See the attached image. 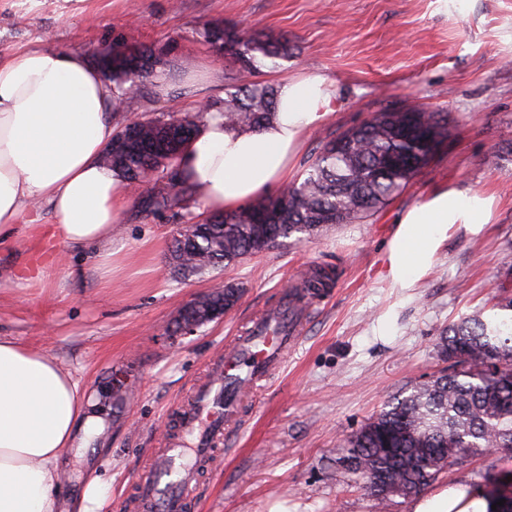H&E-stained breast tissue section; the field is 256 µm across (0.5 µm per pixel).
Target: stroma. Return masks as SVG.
I'll return each mask as SVG.
<instances>
[{"label":"stroma","instance_id":"obj_1","mask_svg":"<svg viewBox=\"0 0 512 512\" xmlns=\"http://www.w3.org/2000/svg\"><path fill=\"white\" fill-rule=\"evenodd\" d=\"M208 23L288 37V58L255 82L312 73L333 92L332 115L291 163L296 178L320 140L385 108L440 113L448 137L428 165L378 212L328 227L183 280L167 257L183 221L142 211L145 183L120 213L112 247L121 266L110 287L85 253L45 232L46 205L30 209L0 243V336L44 351L80 380L104 428L67 449L64 498L100 486L92 512H126L134 478L174 434L177 412L207 381L209 362L245 332L296 279L322 267L333 283L314 307L282 370L244 397L247 425L230 451L207 464L187 512H411L413 495L377 503L336 467L340 446L416 382L457 372L438 342L448 327L489 311L512 280V0H0V58L47 45L81 49L101 64L115 44L147 47L171 63L162 84L128 95L122 122L196 99H220L238 70L207 42ZM498 152V164L488 162ZM495 198L480 235L449 233L412 287L385 276L398 217L447 186ZM61 258L43 284L16 277L27 263ZM243 287L224 318L191 336L174 334L180 310L217 282ZM512 468L480 454L435 481L483 483Z\"/></svg>","mask_w":512,"mask_h":512}]
</instances>
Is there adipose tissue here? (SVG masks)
<instances>
[{"mask_svg": "<svg viewBox=\"0 0 512 512\" xmlns=\"http://www.w3.org/2000/svg\"><path fill=\"white\" fill-rule=\"evenodd\" d=\"M110 81L85 53L34 48L0 59V236L31 203L50 208L51 233L90 250L104 284L115 271L112 226L132 190L104 162L112 140ZM332 90L316 74L283 80L278 104L258 129L208 119L180 158L186 182L202 187L209 212L233 210L284 186L303 137L331 115ZM493 199L478 190L434 191L402 213L385 275L411 286L448 233H479ZM102 425L79 381L55 360L0 336V512H60L61 462L77 434ZM479 485L460 481L417 496L412 512H493Z\"/></svg>", "mask_w": 512, "mask_h": 512, "instance_id": "1", "label": "adipose tissue"}]
</instances>
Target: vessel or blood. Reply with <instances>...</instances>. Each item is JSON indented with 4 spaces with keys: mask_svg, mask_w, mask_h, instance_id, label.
<instances>
[{
    "mask_svg": "<svg viewBox=\"0 0 512 512\" xmlns=\"http://www.w3.org/2000/svg\"><path fill=\"white\" fill-rule=\"evenodd\" d=\"M309 304V297L289 289L280 306L236 337L225 356L210 362V382L197 389L193 403L183 410L179 433L136 475L140 512H185L197 492L200 463L222 454L230 431L239 424L238 405L225 395V385L242 393L270 380L284 353L298 344Z\"/></svg>",
    "mask_w": 512,
    "mask_h": 512,
    "instance_id": "vessel-or-blood-1",
    "label": "vessel or blood"
}]
</instances>
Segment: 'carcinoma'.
Instances as JSON below:
<instances>
[{"label":"carcinoma","mask_w":512,"mask_h":512,"mask_svg":"<svg viewBox=\"0 0 512 512\" xmlns=\"http://www.w3.org/2000/svg\"><path fill=\"white\" fill-rule=\"evenodd\" d=\"M205 35L218 53L240 63L224 99L209 100L202 109L166 110L149 117L129 148L104 157L126 184L154 182L156 191L144 201L148 212L185 209L200 195L180 175L184 140L169 135L177 118L194 130L215 113L226 125L259 128L276 109V88L251 77L266 62L288 57V40L258 38L214 24L206 25ZM117 49L104 74L114 86L115 116L124 111L137 82L162 77L155 68L140 67V62L153 59L152 53L123 45ZM446 133L436 112L407 107L378 112L365 129L320 141L301 178L277 194L203 220L187 213L185 223L194 225L192 236L174 240L169 264L185 279L221 271L295 234L301 240L326 223L343 224L373 212L429 163ZM241 296L242 289L219 285L201 295L199 304L227 312ZM499 309L502 313L490 318L465 317L448 326L442 347L461 370L415 384L341 448L336 463L351 480L364 484L369 472L384 477V489L366 488L371 496L383 502L394 493L416 492L449 464L484 452L490 442L501 450L512 449V374L497 368L499 363L512 365V299H505ZM486 494L496 502L505 500L497 512H512V470L495 478Z\"/></svg>","instance_id":"cac0c4a2"}]
</instances>
